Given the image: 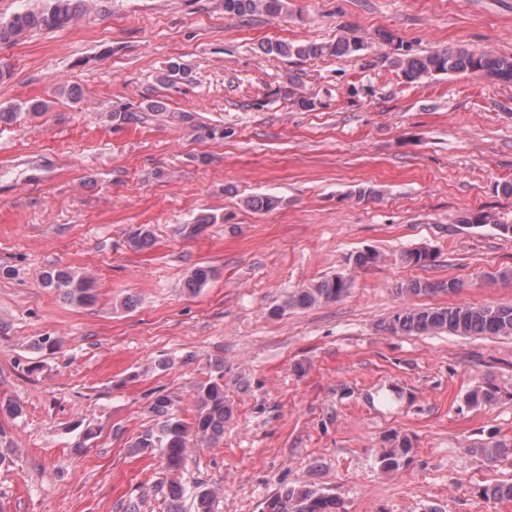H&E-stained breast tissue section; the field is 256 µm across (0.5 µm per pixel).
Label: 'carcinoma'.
<instances>
[{
    "label": "carcinoma",
    "mask_w": 512,
    "mask_h": 512,
    "mask_svg": "<svg viewBox=\"0 0 512 512\" xmlns=\"http://www.w3.org/2000/svg\"><path fill=\"white\" fill-rule=\"evenodd\" d=\"M82 0H50L47 8L40 12H20L9 20H0V45L16 42L25 33L42 27L59 28L69 25L79 14ZM224 15L243 17L247 15L283 13L285 0H222ZM365 49L360 39L339 36L333 43H287L270 42L262 46L264 53L297 59H316L325 55L350 56ZM393 66L408 83H420L441 73H466L476 77L512 82V56L492 55L472 51L465 47H444L427 54L415 52L409 45L395 47ZM189 69L177 61H170L158 76L159 82L173 85L186 82ZM154 234L150 225L140 224L129 231V243L136 250L153 244ZM435 255L426 249L410 250L403 260L414 266H424L434 261ZM212 277L209 266H197L188 276L185 286L188 292L196 293ZM43 286L57 291L68 303L87 306L94 303L92 281L64 268L45 273ZM351 288V280L334 276L301 288L288 296L282 305L269 309L272 316H280L288 308H309L323 302L336 301ZM463 288V282L450 279L438 283L409 281L400 286L405 295L445 292L454 294ZM384 329L397 333L438 334L448 332L459 336H503L512 337V304L467 305L443 307L405 308L390 316ZM209 377L195 389V415L187 422L173 410L174 402L167 395H158L150 403V411L158 418L155 427L141 433L131 444L138 453H158L170 472L181 469L189 448L215 443L224 437V423L231 417L232 409L224 400V361L209 363ZM409 447L400 442L391 448H383L379 464L383 471L399 470ZM153 490L165 495L170 501L169 512H184L181 499L186 494L184 485L176 480L160 481ZM489 500H512V482L499 483L483 489ZM217 493L199 483L191 492L193 512H213ZM340 502L335 496L326 494L312 485L285 486L266 501L264 512H339Z\"/></svg>",
    "instance_id": "obj_1"
}]
</instances>
